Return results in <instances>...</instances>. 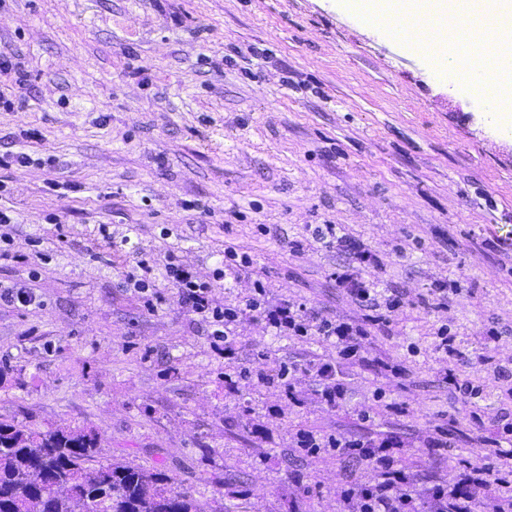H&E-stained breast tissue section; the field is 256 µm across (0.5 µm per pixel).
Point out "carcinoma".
I'll use <instances>...</instances> for the list:
<instances>
[{
  "mask_svg": "<svg viewBox=\"0 0 512 512\" xmlns=\"http://www.w3.org/2000/svg\"><path fill=\"white\" fill-rule=\"evenodd\" d=\"M0 512H206L161 466L101 460L80 426L0 420Z\"/></svg>",
  "mask_w": 512,
  "mask_h": 512,
  "instance_id": "1",
  "label": "carcinoma"
}]
</instances>
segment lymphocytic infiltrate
<instances>
[{
	"label": "lymphocytic infiltrate",
	"instance_id": "obj_1",
	"mask_svg": "<svg viewBox=\"0 0 512 512\" xmlns=\"http://www.w3.org/2000/svg\"><path fill=\"white\" fill-rule=\"evenodd\" d=\"M167 274L172 279L182 303L190 312L212 320L215 340L223 342L225 356H233L234 329L243 314L249 313L264 320L275 333L304 336L309 331L335 339L345 346L361 335V328L346 322L323 321L310 324L289 302L276 306L266 305L263 300L249 299L244 309H220L209 298L207 284L194 281L190 272L175 264H167ZM331 448L337 456H355L369 463L375 475L373 481L357 486L355 493L362 499L361 512H474L478 500H485L490 512H512V479L493 476L485 464L486 458L512 459V449L481 448L477 455L479 465L469 467L457 479L435 484L428 501L417 503L405 486L409 475L400 464V458L392 441L374 442L363 439L334 438ZM352 493V494H355ZM352 494L343 493V502H350Z\"/></svg>",
	"mask_w": 512,
	"mask_h": 512
}]
</instances>
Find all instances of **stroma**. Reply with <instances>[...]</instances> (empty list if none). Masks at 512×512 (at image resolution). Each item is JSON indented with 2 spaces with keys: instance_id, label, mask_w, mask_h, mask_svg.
<instances>
[{
  "instance_id": "obj_1",
  "label": "stroma",
  "mask_w": 512,
  "mask_h": 512,
  "mask_svg": "<svg viewBox=\"0 0 512 512\" xmlns=\"http://www.w3.org/2000/svg\"><path fill=\"white\" fill-rule=\"evenodd\" d=\"M1 50L27 80L0 74V295L33 302L0 298V419L92 429L224 512H336L369 469L301 433L394 440L421 503L512 415V138L456 66L344 0H0ZM229 247L252 261L235 278ZM170 261L214 306L261 290L366 339L346 358L247 318L225 358ZM313 359L335 362L337 405Z\"/></svg>"
}]
</instances>
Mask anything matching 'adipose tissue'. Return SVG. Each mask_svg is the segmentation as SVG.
I'll list each match as a JSON object with an SVG mask.
<instances>
[{"mask_svg":"<svg viewBox=\"0 0 512 512\" xmlns=\"http://www.w3.org/2000/svg\"><path fill=\"white\" fill-rule=\"evenodd\" d=\"M348 9L365 26H374L376 18L397 15L439 29V46L430 61L436 70L448 66V47L469 57L468 33L462 20H494L503 11L512 12V0H346Z\"/></svg>","mask_w":512,"mask_h":512,"instance_id":"adipose-tissue-1","label":"adipose tissue"}]
</instances>
